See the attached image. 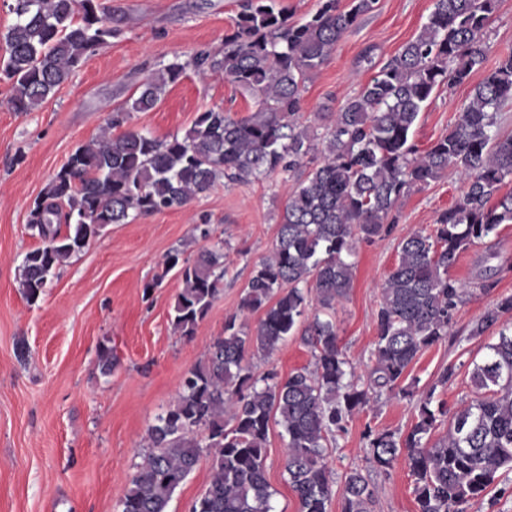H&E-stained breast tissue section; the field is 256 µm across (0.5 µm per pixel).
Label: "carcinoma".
Returning <instances> with one entry per match:
<instances>
[{
    "instance_id": "cac0c4a2",
    "label": "carcinoma",
    "mask_w": 512,
    "mask_h": 512,
    "mask_svg": "<svg viewBox=\"0 0 512 512\" xmlns=\"http://www.w3.org/2000/svg\"><path fill=\"white\" fill-rule=\"evenodd\" d=\"M497 0H434L419 34L383 64L360 91L319 128L299 122L305 82L376 0H319L306 20L288 22L277 0H245L215 53L201 49L190 65L220 73L249 91L254 109L234 118L222 108L199 113L184 135L158 139L128 129L129 112L154 108L184 65L148 74L125 107L111 112L108 133L79 145L51 178L28 225L43 241L20 269L31 303L58 266L80 253L110 224L178 209L209 194L221 178L260 180L300 174L280 215L270 256L250 274L241 308L262 312L255 330L231 317L204 361L183 378L167 409L147 430L150 451L120 500V512H167L169 502L202 459L212 479L191 512H274L265 460L272 425L286 436L285 472L299 512H328L333 485L329 448L352 416L385 394L413 396L411 364L448 336L453 311L468 294L449 272L471 246L512 224V134L497 132L498 112L512 102V52L485 70L448 132L424 152L410 134L423 106L442 85H460L484 70V35ZM0 72L12 82L11 108L31 112L64 85L86 58L119 35L97 0H14ZM321 157L312 155L314 141ZM453 169L463 192L431 231L398 243L399 259L382 288L367 379L357 375L340 344L336 305L351 288L361 241L389 235L397 201L413 187ZM183 287L172 307L175 331L192 337L224 281V243L180 259ZM512 294L497 298L469 336L498 327L487 356L473 364L475 397L448 414L432 407L434 391L416 406L405 435L367 429L369 462L377 469L407 461L418 512H465L504 470H512ZM311 347L312 367L285 378L253 371L250 357L270 355L297 329ZM446 435L432 439L443 423ZM374 489L352 469L344 476L342 512H371Z\"/></svg>"
}]
</instances>
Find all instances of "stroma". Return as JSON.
<instances>
[{
    "mask_svg": "<svg viewBox=\"0 0 512 512\" xmlns=\"http://www.w3.org/2000/svg\"><path fill=\"white\" fill-rule=\"evenodd\" d=\"M120 30L90 56L59 91L31 112L13 111L9 80L0 76V512H119L130 477L147 451V429L176 393L183 376L203 361L224 322L237 318L255 328L261 315L241 310L248 277L267 257L279 216L296 178L275 174L260 181L218 182L186 206L109 225L81 253L56 268L36 303L19 286L25 254L42 241L28 227L35 199L74 149L96 138L109 113L125 106L149 73L173 61L185 63L150 111L131 113L128 127L165 139L184 134L197 114L213 107L247 115L251 95L216 75L200 79L190 68L202 47L220 51L240 0H104ZM433 0H378L373 12L337 44L305 84L300 119L318 125V112L338 108L378 68L412 40ZM488 60L512 49V0H499L485 36ZM481 74L435 91L411 140L427 149L447 133L468 103ZM455 172L411 190L395 207L390 236L358 246L352 286L336 307L340 345L365 371L376 336L381 288L398 262L397 244L408 232L431 229L438 213L462 193ZM224 243V287L193 337L177 333L170 313L182 288L178 270H166L167 254L192 256ZM451 274L474 294L460 304L446 340L424 350L410 368L418 389L457 410L473 397L470 373L497 338L496 329L469 338V328L498 296L512 294V224L464 252ZM490 290H482V282ZM111 348L110 374L99 364ZM311 349L289 336L268 358L253 359L257 373L285 377L311 365ZM457 375L436 380L448 364ZM412 402L380 398L353 415L327 459L333 496L329 512H341L344 475L357 468L376 490L373 512H417L413 479L405 461L386 471L368 461L366 428L407 433ZM272 426L266 477L276 512H297L298 500L283 467L285 440Z\"/></svg>",
    "mask_w": 512,
    "mask_h": 512,
    "instance_id": "stroma-1",
    "label": "stroma"
}]
</instances>
